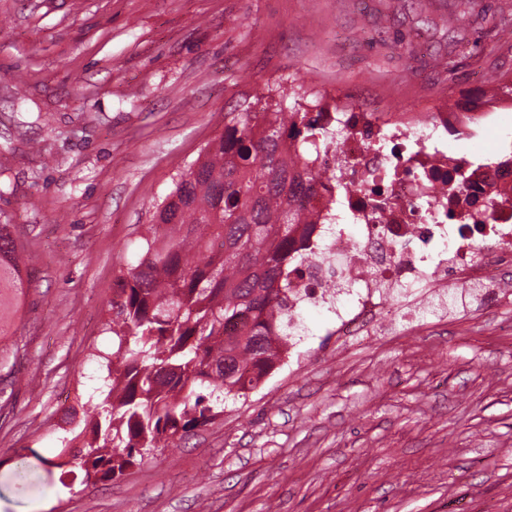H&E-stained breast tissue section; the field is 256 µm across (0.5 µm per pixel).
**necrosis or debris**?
Instances as JSON below:
<instances>
[{
	"label": "necrosis or debris",
	"mask_w": 512,
	"mask_h": 512,
	"mask_svg": "<svg viewBox=\"0 0 512 512\" xmlns=\"http://www.w3.org/2000/svg\"><path fill=\"white\" fill-rule=\"evenodd\" d=\"M487 103L440 111L321 110L333 132L317 165L337 173L318 183L298 238L315 263L289 274L293 306L328 302L348 284L349 302L335 307L339 336L362 335L386 319L405 289L454 277L479 287L512 265V157L501 146L480 160L449 152L448 140L499 134Z\"/></svg>",
	"instance_id": "4bbe7bcc"
}]
</instances>
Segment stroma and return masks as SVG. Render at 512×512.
<instances>
[{"label": "stroma", "instance_id": "stroma-1", "mask_svg": "<svg viewBox=\"0 0 512 512\" xmlns=\"http://www.w3.org/2000/svg\"><path fill=\"white\" fill-rule=\"evenodd\" d=\"M501 0H0V224L30 284L0 357V512H512V279L337 343L298 310L290 357L175 448L111 480L58 466L66 397L86 401L103 323L178 175L303 83L347 111L512 76Z\"/></svg>", "mask_w": 512, "mask_h": 512}]
</instances>
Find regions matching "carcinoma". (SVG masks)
Listing matches in <instances>:
<instances>
[{
    "label": "carcinoma",
    "mask_w": 512,
    "mask_h": 512,
    "mask_svg": "<svg viewBox=\"0 0 512 512\" xmlns=\"http://www.w3.org/2000/svg\"><path fill=\"white\" fill-rule=\"evenodd\" d=\"M228 112L224 134L158 205L136 262L119 276L106 331L104 398L60 455L110 480L168 448L246 395L273 369L293 330L288 270L300 201L325 177L316 159L288 166L285 137L331 139L306 112ZM14 225L0 224V341L24 292Z\"/></svg>",
    "instance_id": "carcinoma-1"
}]
</instances>
